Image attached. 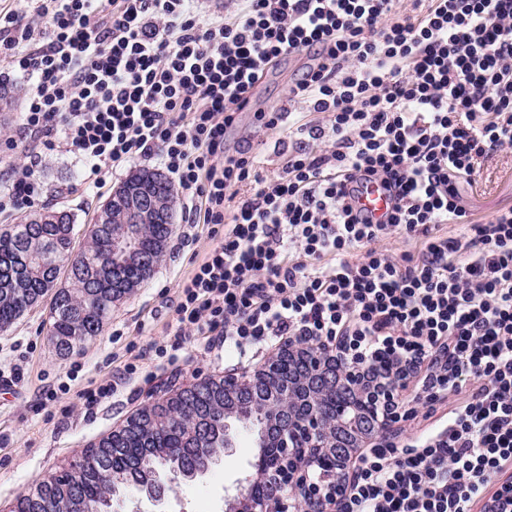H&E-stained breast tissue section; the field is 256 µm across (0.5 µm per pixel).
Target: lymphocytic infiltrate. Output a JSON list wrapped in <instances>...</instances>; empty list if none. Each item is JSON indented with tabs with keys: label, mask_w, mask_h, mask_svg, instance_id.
<instances>
[{
	"label": "lymphocytic infiltrate",
	"mask_w": 512,
	"mask_h": 512,
	"mask_svg": "<svg viewBox=\"0 0 512 512\" xmlns=\"http://www.w3.org/2000/svg\"><path fill=\"white\" fill-rule=\"evenodd\" d=\"M31 0L0 9V62L27 80L32 146L0 214L40 193L63 147L102 188L158 157L212 246L172 304L168 342L277 350L304 337L442 404L404 446L355 460L345 512H512V207L473 221L456 182L512 147V0ZM304 58L259 112L298 137L283 172L227 138L270 65ZM379 184L384 217L355 199ZM460 234L448 233L449 225ZM417 252L392 256L393 236Z\"/></svg>",
	"instance_id": "obj_1"
}]
</instances>
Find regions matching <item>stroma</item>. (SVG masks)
Segmentation results:
<instances>
[{"label": "stroma", "instance_id": "stroma-1", "mask_svg": "<svg viewBox=\"0 0 512 512\" xmlns=\"http://www.w3.org/2000/svg\"><path fill=\"white\" fill-rule=\"evenodd\" d=\"M302 60L285 58L270 67L252 92V103L239 116L227 139L229 151L261 154L267 174L281 173L295 146L292 138L260 126L255 112H269L288 105V90L302 74ZM0 77L9 79L17 105L0 113V191L6 187L9 165L22 163L29 143L20 129L24 112L25 80L4 67ZM40 171L41 193L34 209L52 205L70 208L79 225L91 224L94 212L111 194L113 185L127 176L118 171L110 186L86 191L84 168L72 155L48 150ZM479 190L459 182L463 205L479 221L490 220L502 207L512 205V148L489 160L478 176ZM177 219L169 248L152 276L136 292L112 310L99 336L86 341L71 358L60 359L43 326L50 304L42 302L9 329L0 331V372L22 365L24 378L15 384L0 382V512H8L15 497L36 480L62 471L91 442L120 425L137 408L160 397L167 386L189 382L193 375L221 374L235 369L239 359L210 349L204 339L192 338L183 350L166 353L167 333L173 321L169 300L194 265L195 255L211 245L208 228L192 224L184 208ZM134 344L136 351L150 352L134 381L123 385L94 411H87L76 390L91 381L110 378L104 360L113 349ZM54 389L58 399L52 411L40 410L43 390ZM255 450L249 438L239 437L236 448L205 475L179 481L167 491L161 512H224V501L237 484L253 471Z\"/></svg>", "mask_w": 512, "mask_h": 512}]
</instances>
